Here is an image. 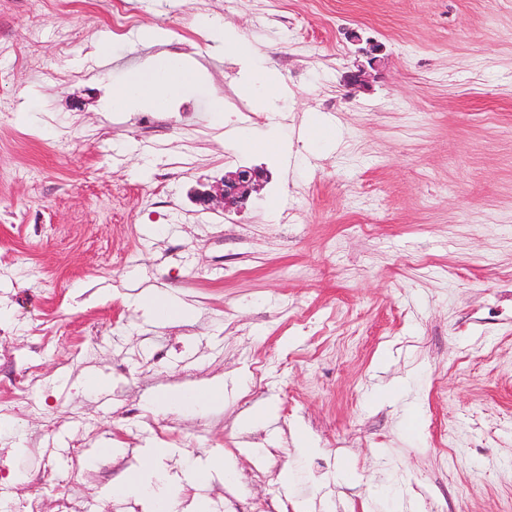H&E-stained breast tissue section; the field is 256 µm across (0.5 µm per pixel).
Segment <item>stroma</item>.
I'll return each mask as SVG.
<instances>
[{
	"label": "stroma",
	"mask_w": 512,
	"mask_h": 512,
	"mask_svg": "<svg viewBox=\"0 0 512 512\" xmlns=\"http://www.w3.org/2000/svg\"><path fill=\"white\" fill-rule=\"evenodd\" d=\"M113 2L0 0V512H149L119 485L150 448L179 512H512V0ZM203 18L279 75L269 108ZM161 53L204 80L109 111ZM271 130L285 154L240 148ZM254 166L240 212L195 204ZM149 286L187 315L149 317ZM216 380L219 406L150 408Z\"/></svg>",
	"instance_id": "1"
}]
</instances>
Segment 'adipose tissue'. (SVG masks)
Masks as SVG:
<instances>
[{
  "instance_id": "adipose-tissue-1",
  "label": "adipose tissue",
  "mask_w": 512,
  "mask_h": 512,
  "mask_svg": "<svg viewBox=\"0 0 512 512\" xmlns=\"http://www.w3.org/2000/svg\"><path fill=\"white\" fill-rule=\"evenodd\" d=\"M201 77V71L191 59L168 55L163 61L154 60L133 69L123 86L111 90L108 107L123 111L134 108L157 111L164 108L180 89L196 84ZM166 454V449H151L146 462L127 476L121 491L146 499L151 506L162 504L167 512H177V494L155 465L156 460Z\"/></svg>"
}]
</instances>
